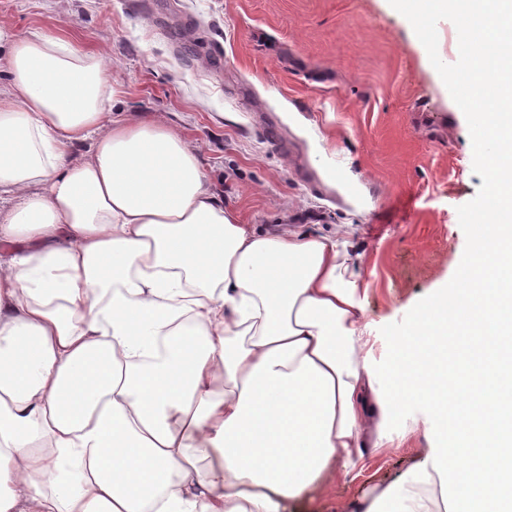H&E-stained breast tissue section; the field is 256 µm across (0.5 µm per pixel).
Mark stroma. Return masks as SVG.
I'll list each match as a JSON object with an SVG mask.
<instances>
[{
  "label": "stroma",
  "mask_w": 512,
  "mask_h": 512,
  "mask_svg": "<svg viewBox=\"0 0 512 512\" xmlns=\"http://www.w3.org/2000/svg\"><path fill=\"white\" fill-rule=\"evenodd\" d=\"M0 25L104 56L122 87L114 111L195 146L239 223L347 230L374 373L470 251L488 171L466 91L428 58L456 59L453 17L420 23L392 0H0ZM387 428L392 445L367 433L355 469L328 472L286 512H357L399 482L433 436L418 404Z\"/></svg>",
  "instance_id": "obj_1"
}]
</instances>
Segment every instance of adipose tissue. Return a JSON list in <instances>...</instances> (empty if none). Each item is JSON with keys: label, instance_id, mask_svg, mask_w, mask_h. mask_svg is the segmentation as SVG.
<instances>
[{"label": "adipose tissue", "instance_id": "obj_1", "mask_svg": "<svg viewBox=\"0 0 512 512\" xmlns=\"http://www.w3.org/2000/svg\"><path fill=\"white\" fill-rule=\"evenodd\" d=\"M463 35L491 221L372 374L343 242L255 231L197 149L113 117L109 61L0 26V512H283L427 407L434 444L361 512H512V0H429ZM499 51L487 56L484 48ZM88 145L89 155L72 157Z\"/></svg>", "mask_w": 512, "mask_h": 512}]
</instances>
